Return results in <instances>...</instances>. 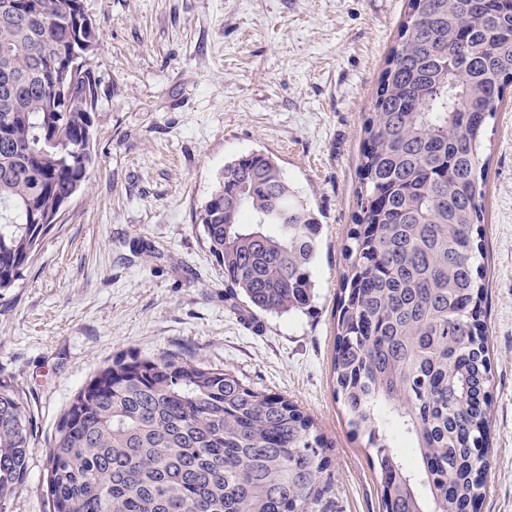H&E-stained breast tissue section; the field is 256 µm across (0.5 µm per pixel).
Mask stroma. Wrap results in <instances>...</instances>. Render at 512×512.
Here are the masks:
<instances>
[{
	"instance_id": "35a3bbf8",
	"label": "stroma",
	"mask_w": 512,
	"mask_h": 512,
	"mask_svg": "<svg viewBox=\"0 0 512 512\" xmlns=\"http://www.w3.org/2000/svg\"><path fill=\"white\" fill-rule=\"evenodd\" d=\"M99 31L95 171L14 287L0 382L33 417L8 512H49L47 444L116 356L175 352L295 401L333 451L338 512H379L377 473L334 397V311L369 108L407 0H83ZM485 142L492 449L478 512H512V86ZM271 156L321 225L316 295L259 323L224 297L199 214L224 167Z\"/></svg>"
}]
</instances>
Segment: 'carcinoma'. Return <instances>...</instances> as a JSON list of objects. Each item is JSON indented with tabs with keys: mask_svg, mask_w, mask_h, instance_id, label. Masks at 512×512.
<instances>
[{
	"mask_svg": "<svg viewBox=\"0 0 512 512\" xmlns=\"http://www.w3.org/2000/svg\"><path fill=\"white\" fill-rule=\"evenodd\" d=\"M0 15V289L54 228L37 216L90 178L79 153L98 84L47 76L82 0ZM512 85V0H408L363 121L354 226L335 314L334 391L374 451L380 512H475L489 466L492 373L483 198L488 127ZM275 209L284 219L262 223ZM224 296L257 313L308 306L321 225L278 164L225 165L200 213ZM32 416L0 384V512L27 473ZM331 447L288 397L191 356H117L48 448L52 512H333Z\"/></svg>",
	"mask_w": 512,
	"mask_h": 512,
	"instance_id": "obj_1",
	"label": "carcinoma"
}]
</instances>
